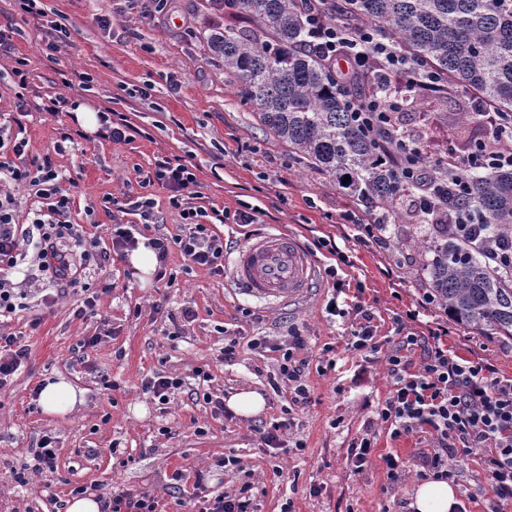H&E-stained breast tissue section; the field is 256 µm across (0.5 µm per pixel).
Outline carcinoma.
<instances>
[{
	"label": "carcinoma",
	"mask_w": 512,
	"mask_h": 512,
	"mask_svg": "<svg viewBox=\"0 0 512 512\" xmlns=\"http://www.w3.org/2000/svg\"><path fill=\"white\" fill-rule=\"evenodd\" d=\"M235 10L255 28H215L207 38L224 62V82L289 153L335 178L366 212L404 223L398 204L411 188L382 162L380 144L345 108L347 95L374 96L376 84H336L335 65L306 43L296 0H236ZM326 10L346 24L377 27L447 86L512 114V0H332ZM473 198L499 236L512 238V171L474 175ZM413 247L419 280L438 309L489 340L512 341L511 274L492 268L445 224Z\"/></svg>",
	"instance_id": "cac0c4a2"
}]
</instances>
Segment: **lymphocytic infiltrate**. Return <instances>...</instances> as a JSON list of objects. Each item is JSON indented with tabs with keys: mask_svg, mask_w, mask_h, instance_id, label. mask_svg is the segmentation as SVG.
Instances as JSON below:
<instances>
[{
	"mask_svg": "<svg viewBox=\"0 0 512 512\" xmlns=\"http://www.w3.org/2000/svg\"><path fill=\"white\" fill-rule=\"evenodd\" d=\"M308 24V40L326 61L345 58L347 69L337 74L339 82H351L360 76L387 77L404 73L422 92L438 91L442 79L433 70L415 64L375 29H355L331 21L322 0H301ZM468 105L480 122L489 124V132L479 138L467 153L449 151L428 157L423 145L405 136L393 120L395 110L390 99L353 96L348 107L355 122L368 134L384 141L395 160V171L413 186V208L429 220L450 225L454 234L480 252L495 267L512 272V243L501 239L485 222L482 209L470 202L469 176L473 170L494 172L512 168V115L487 111L478 98ZM26 140L7 134L0 126V176L15 183H29L46 205L36 210L30 224L18 222L17 204L9 190L0 188V318L20 310L19 294L9 275L23 260L21 244L33 245L37 269L53 284L79 286L78 272L87 262L109 261L111 255H125L137 248L133 227L113 225L112 249L102 251L97 241L83 237L69 224L70 200L62 186V176L50 157L28 154ZM160 184L170 193L169 204L190 224L188 234L166 239H151L158 261H166L171 247H178L191 263L214 272L224 269V243L212 235L204 217L223 221L224 211L189 206L187 197L197 178L183 159L159 161L152 175L140 180V187ZM432 294H424L420 307L406 310L394 320L398 340L384 346L370 313L352 333L350 347L359 352H385L391 390L377 410L391 439L427 431L434 438L431 451L421 453L418 461L424 473L451 478L464 469L467 461L479 459L488 486L487 512H502L512 502V378L491 376L480 361L462 358L448 347L447 320L435 322L427 332L412 331L421 307L432 305ZM253 349L276 348L277 377L288 389L295 406L311 401L305 380L307 363L298 359L304 338L289 334L287 344L271 345L267 337L249 340Z\"/></svg>",
	"mask_w": 512,
	"mask_h": 512,
	"instance_id": "f902f5d3",
	"label": "lymphocytic infiltrate"
}]
</instances>
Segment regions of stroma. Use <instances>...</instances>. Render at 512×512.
<instances>
[{
    "label": "stroma",
    "mask_w": 512,
    "mask_h": 512,
    "mask_svg": "<svg viewBox=\"0 0 512 512\" xmlns=\"http://www.w3.org/2000/svg\"><path fill=\"white\" fill-rule=\"evenodd\" d=\"M46 18L23 15L13 0H0V25L17 29L13 57L0 56V122L26 139L27 151L50 156L63 170L70 199L68 219L86 238L110 247L108 224H137L132 210L104 209V196L136 190L141 175L163 158L189 162L199 182L200 206L228 212L260 208L255 224L211 225L212 233L237 247L250 235L276 229L297 236L320 267L333 254L317 240L335 242L350 260L338 276L349 289H315L296 307H281L237 290L229 272L191 265L178 250L166 260L167 278L141 285L125 258L85 267L83 281L97 296L95 314L83 313L87 293L57 291L54 305L27 299L26 310L0 326L29 349L25 368L0 389V512H57L75 487L104 501L122 490L157 497L159 512H195L197 473L211 495L237 493L251 484L256 512H410L419 483L416 460L430 449L429 435L391 440L376 414L391 383L382 355L350 352L353 309L373 313L380 335H392L393 318L419 303L424 292L414 278L413 249L380 250L356 240L353 222L362 207L335 179L293 160L288 149L259 123L224 81V64L206 39L214 27L235 25L215 0H171L166 13L143 16L128 0H44ZM65 25L67 37L56 60L42 53L49 22ZM28 61L31 93L40 99L65 95L94 110L127 119L130 140L119 143L77 134L69 114L19 108L11 90L14 57ZM149 96H141V88ZM444 101L426 97L411 107L409 125H431L435 148L454 141L443 123ZM71 135L57 152L62 135ZM150 237L187 233L168 206V192L155 185ZM194 316L184 320V309ZM448 346L461 357L482 360L495 376L512 378V342H490L450 324ZM299 331L309 366L311 403L290 408L288 395L271 380L278 355L246 341L265 336L284 343ZM245 344L235 361L224 362L225 336ZM97 337L95 346L84 339ZM209 376L211 391H255L265 399L253 417H217L197 399L195 370ZM163 374L181 377L182 390L160 404L144 389ZM64 376L84 392V402L66 416L45 414L33 397L42 381ZM290 419L279 449L267 451L259 427ZM369 433L370 464L354 473L347 460L351 441ZM58 449L53 476L35 472L33 452L43 436ZM399 460L398 480L382 461ZM237 465L220 467L224 457Z\"/></svg>",
    "instance_id": "1"
}]
</instances>
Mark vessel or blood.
Returning <instances> with one entry per match:
<instances>
[{"label":"vessel or blood","mask_w":512,"mask_h":512,"mask_svg":"<svg viewBox=\"0 0 512 512\" xmlns=\"http://www.w3.org/2000/svg\"><path fill=\"white\" fill-rule=\"evenodd\" d=\"M231 277L247 295L281 306L305 300L318 283L313 256L282 233L261 234L239 246Z\"/></svg>","instance_id":"obj_1"}]
</instances>
